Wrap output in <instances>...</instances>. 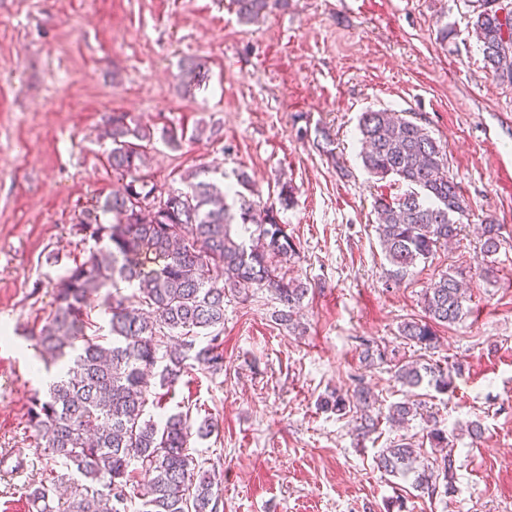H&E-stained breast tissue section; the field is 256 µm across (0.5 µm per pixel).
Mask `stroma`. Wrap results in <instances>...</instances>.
<instances>
[{"mask_svg": "<svg viewBox=\"0 0 512 512\" xmlns=\"http://www.w3.org/2000/svg\"><path fill=\"white\" fill-rule=\"evenodd\" d=\"M470 16L467 0H287L245 25L230 0H0V512H33L27 490L45 476L27 410L48 384L24 332L94 246L75 233L83 212L119 185L99 137L112 112L153 128L157 189L202 167L220 166L228 184L246 171L254 202L273 205L296 245L282 273L309 287L290 327L268 290L227 296L223 370L194 367L150 410L217 420L190 447L215 476L220 512H512V84L486 68ZM187 57L208 73L189 92ZM382 109L440 141L470 206L453 244L402 276L374 201L407 187L372 177L360 157L358 118ZM198 126L218 138L174 148L161 137ZM323 132L333 155L315 147ZM489 221L500 237L487 260ZM448 272L468 287L465 317L436 326L433 348L403 339ZM368 346L385 361L364 360ZM413 360L461 372L449 392L412 389L394 366ZM361 382L379 411L414 394L435 413L454 437L453 493L420 495L412 477L376 467L390 442L420 440L421 417L361 440L355 414L322 407ZM475 420L480 437L455 435Z\"/></svg>", "mask_w": 512, "mask_h": 512, "instance_id": "35a3bbf8", "label": "stroma"}]
</instances>
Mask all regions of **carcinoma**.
<instances>
[{
  "label": "carcinoma",
  "instance_id": "cac0c4a2",
  "mask_svg": "<svg viewBox=\"0 0 512 512\" xmlns=\"http://www.w3.org/2000/svg\"><path fill=\"white\" fill-rule=\"evenodd\" d=\"M281 3L231 0L243 23ZM488 3L475 0L471 33L494 77L512 83V8L500 18ZM206 78L202 63L182 64L186 89ZM358 129L368 172L408 187L398 201L380 196L374 204L385 256L404 272L458 236L469 205L448 173L445 149L425 127L403 114L370 110L361 114ZM101 137L111 143L107 161L124 184L105 199L102 211L78 224L77 232L98 248L56 278L52 310L26 333L45 367H62L46 393L33 396L29 423L48 471L58 463L74 476L66 498L53 478L29 487L28 495L40 512H125L132 499L128 489L139 473L145 477L139 512H218L214 480L189 452L192 436L211 435L215 424L206 418L195 427L187 411L155 421L146 412L152 379L170 388L196 365L223 370L220 333L229 293L268 288L282 305L277 320L291 321L308 288L278 275L277 263L296 254L295 243L273 207L255 222L253 202L221 186L209 169L188 174L184 189L147 188L142 171L154 131L128 113L109 115ZM481 230L484 253L492 255L500 225L483 224ZM94 297L108 317L106 335L91 316ZM464 301L456 277L441 275L425 291L426 320L404 323L403 338L431 347L430 323L456 322ZM395 376L405 385L425 382L438 391L453 384L452 372L437 364H400ZM375 402L361 384L352 400L338 396L333 407L359 414V435L366 437L378 429L379 419L370 414ZM420 409L419 402H397L386 420L400 425ZM375 463L392 475L416 473L414 487L429 496L453 490L451 456L429 459L419 444L402 439L383 449Z\"/></svg>",
  "mask_w": 512,
  "mask_h": 512
}]
</instances>
